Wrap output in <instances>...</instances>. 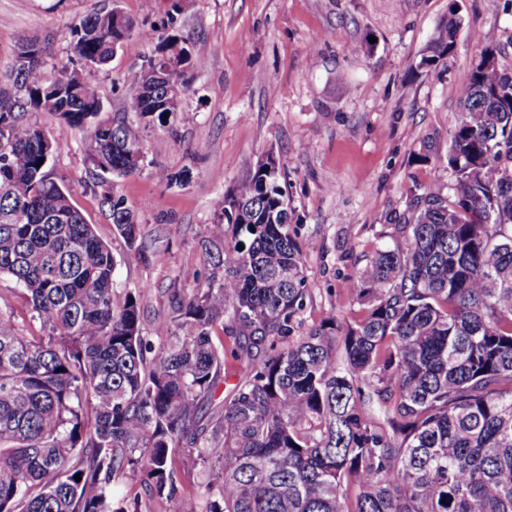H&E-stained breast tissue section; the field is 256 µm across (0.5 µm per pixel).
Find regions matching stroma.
I'll list each match as a JSON object with an SVG mask.
<instances>
[{
	"instance_id": "stroma-1",
	"label": "stroma",
	"mask_w": 512,
	"mask_h": 512,
	"mask_svg": "<svg viewBox=\"0 0 512 512\" xmlns=\"http://www.w3.org/2000/svg\"><path fill=\"white\" fill-rule=\"evenodd\" d=\"M452 6L461 22L448 68L425 71L420 59ZM114 8L141 36L137 53L116 51L94 73L101 119H124L122 98L156 47L147 33L169 15L194 61L183 113L147 127L141 170L116 183L142 251L127 248L100 204L83 128L46 112L27 119L56 144L49 169L111 247L118 289L139 292L148 332L170 289L192 293L210 272L214 199L269 153L284 172L292 226L312 244L302 327L331 311L353 321L346 282L376 248L401 241L396 218L413 193L453 180L461 90L483 49L512 67V0H0V71L22 30L49 38L48 65L67 64L74 25Z\"/></svg>"
}]
</instances>
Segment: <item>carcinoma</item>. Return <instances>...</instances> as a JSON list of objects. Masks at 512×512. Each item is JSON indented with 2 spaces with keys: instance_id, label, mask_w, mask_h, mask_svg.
I'll return each instance as SVG.
<instances>
[{
  "instance_id": "1",
  "label": "carcinoma",
  "mask_w": 512,
  "mask_h": 512,
  "mask_svg": "<svg viewBox=\"0 0 512 512\" xmlns=\"http://www.w3.org/2000/svg\"><path fill=\"white\" fill-rule=\"evenodd\" d=\"M175 24L145 66L172 68L185 92L192 57ZM458 27L451 10L420 67L447 68ZM133 29L111 10L85 17L52 72L49 38L22 31L28 65L0 73L13 88L0 90V276L29 311L19 321L0 296V512H139L136 498L113 500L118 482L175 512H512V68L472 72L448 195L411 200L406 244L376 249L347 285L353 322L329 312L295 335L312 243L288 224L275 161L215 202L211 273L191 294L171 289L147 335L112 249L51 177L54 145L25 119L86 126L105 179L140 171L146 125L184 111L165 83L139 71L123 98L135 120L85 124L103 111L85 66L135 52ZM101 205L140 250L123 196L105 191ZM218 325L241 374L201 427L224 371ZM183 453L208 475L195 494Z\"/></svg>"
}]
</instances>
